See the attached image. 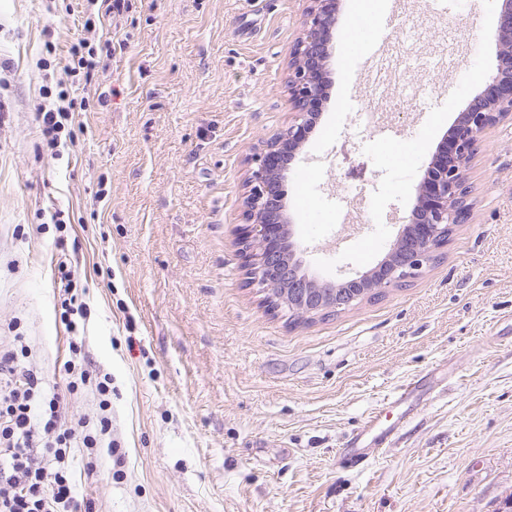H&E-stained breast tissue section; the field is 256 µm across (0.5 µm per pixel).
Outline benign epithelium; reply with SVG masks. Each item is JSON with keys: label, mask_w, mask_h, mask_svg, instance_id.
Returning a JSON list of instances; mask_svg holds the SVG:
<instances>
[{"label": "benign epithelium", "mask_w": 512, "mask_h": 512, "mask_svg": "<svg viewBox=\"0 0 512 512\" xmlns=\"http://www.w3.org/2000/svg\"><path fill=\"white\" fill-rule=\"evenodd\" d=\"M307 32L294 48L288 91L293 104L292 121L265 145L257 168L247 180L245 224L239 231L240 255L249 276L263 293L282 288L278 311L284 316H311L354 308L374 292L406 282L421 273L433 255L434 244L448 234V227L468 219L472 205L465 195L477 137L512 118V0H502L496 28L497 66L489 76L487 92L478 96L454 125L446 156L433 155L424 163L425 173L416 189V203L395 243L380 264L369 272L342 282L317 280L299 273L300 246L293 240V224L284 199L276 194L283 172L268 164L274 153L293 155L316 123L322 86L318 81L327 57L331 29L337 24V0H305Z\"/></svg>", "instance_id": "1"}]
</instances>
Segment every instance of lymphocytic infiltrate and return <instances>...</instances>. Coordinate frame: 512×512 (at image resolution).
Segmentation results:
<instances>
[{
  "label": "lymphocytic infiltrate",
  "mask_w": 512,
  "mask_h": 512,
  "mask_svg": "<svg viewBox=\"0 0 512 512\" xmlns=\"http://www.w3.org/2000/svg\"><path fill=\"white\" fill-rule=\"evenodd\" d=\"M42 380L17 350L0 353V512H92L78 499L75 473H92L99 454L112 450L109 417L95 428L63 421L58 397H45ZM85 450L75 467L71 450Z\"/></svg>",
  "instance_id": "f902f5d3"
}]
</instances>
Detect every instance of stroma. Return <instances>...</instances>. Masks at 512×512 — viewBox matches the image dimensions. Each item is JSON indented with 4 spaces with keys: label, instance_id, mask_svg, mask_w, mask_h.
<instances>
[{
    "label": "stroma",
    "instance_id": "35a3bbf8",
    "mask_svg": "<svg viewBox=\"0 0 512 512\" xmlns=\"http://www.w3.org/2000/svg\"><path fill=\"white\" fill-rule=\"evenodd\" d=\"M383 2V93L359 81L339 0L321 117L283 182L320 279L387 255L425 160L497 64L485 0ZM304 7L128 0L110 54L86 0H0V349L23 337L69 421L108 400L119 451L76 481L93 512H497L512 497V120L480 136L470 217L406 285L294 327L245 279L247 177L291 118ZM82 39L97 65L68 71ZM64 91L82 106L55 151L40 109ZM369 107L394 144L360 124ZM62 264L86 304L73 334ZM74 339L108 397L66 394ZM386 406L389 444L364 437L367 462H345Z\"/></svg>",
    "mask_w": 512,
    "mask_h": 512
}]
</instances>
